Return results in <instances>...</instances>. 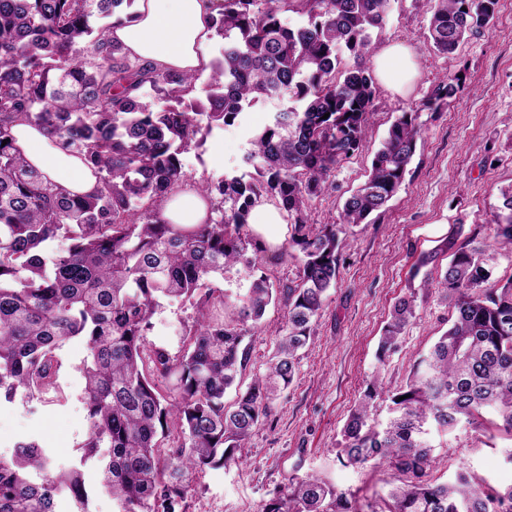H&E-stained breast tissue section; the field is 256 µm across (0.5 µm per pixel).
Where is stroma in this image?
Listing matches in <instances>:
<instances>
[{"label":"stroma","instance_id":"obj_1","mask_svg":"<svg viewBox=\"0 0 512 512\" xmlns=\"http://www.w3.org/2000/svg\"><path fill=\"white\" fill-rule=\"evenodd\" d=\"M427 29L428 18L413 0H390L387 25L375 46L395 41L409 45L416 54L417 75L401 95L378 86V110L362 153L336 169L332 189L312 201V217L318 224L339 223L346 197L364 182L398 110L413 106L421 110L422 131L401 191L375 222L347 227L341 234L336 286L329 291L315 336L299 352L295 382L238 449L235 464L193 476L177 512H258L270 492L294 473L325 478L337 490L354 494L362 508L384 497L394 482L387 465L345 467L338 461L348 410L373 375L393 386L405 383L419 354L448 327L451 308L441 292L448 258L439 256L422 277L412 270L418 255L437 250L454 233L474 246L492 244L491 219L500 191L512 186V0H499L491 27L467 35L453 58L427 49ZM456 73L463 78L462 91L440 111L424 109L432 89ZM279 108L277 101L261 100L246 106L241 122L213 130L184 154L188 179L218 177L238 168L254 131ZM410 295L416 298V316L398 351L379 364L375 353L389 313L398 299ZM286 312L284 301H276L255 328L241 386L251 383L273 351ZM197 317L192 302L163 300L148 340L177 353L183 330ZM84 355L85 346L77 339L58 350L60 399L20 394L0 405V454L11 455L17 439H39L56 466L82 470L88 512H113L111 496L98 485L96 461L83 457L90 431L80 371ZM432 442L438 481L463 471L496 487L512 485V466L503 460L512 438H491L484 428L463 425L433 434Z\"/></svg>","mask_w":512,"mask_h":512}]
</instances>
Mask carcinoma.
<instances>
[{
  "instance_id": "carcinoma-1",
  "label": "carcinoma",
  "mask_w": 512,
  "mask_h": 512,
  "mask_svg": "<svg viewBox=\"0 0 512 512\" xmlns=\"http://www.w3.org/2000/svg\"><path fill=\"white\" fill-rule=\"evenodd\" d=\"M134 2L0 0V400L20 391L57 396L56 350L83 338V447L97 459L100 488L116 512H174L190 476L236 462L293 383L297 352L336 286L341 226L370 223L400 192L420 124L417 110L398 113L340 224H313L311 202L364 147L376 111L373 36L385 28L389 0H220L213 28L224 49L202 86L204 114L190 95L199 75L133 60L109 40L108 19ZM498 2L415 0L429 14V49L452 58L466 35L490 26ZM285 13L300 23L283 25ZM459 89L456 76L441 81L428 107L441 110ZM275 97L305 105L274 113L253 133L242 157L247 172L195 183L206 220L180 227L164 219L166 200L188 186L181 155L234 124L244 103ZM21 122L80 158L98 190L74 194L29 164L15 146ZM264 202L287 215L276 257L297 260V283L265 369L227 405L226 391L251 361L245 339L278 295L261 273L266 248L248 228L250 211ZM491 223L490 254L450 237L418 257L416 274L440 254L450 257L441 281L453 308L448 329L405 385L391 390L374 376L343 427L342 465L373 461L396 472L371 512H512V486L498 490L465 473L431 478V428L465 422L512 436V278L501 285L491 268L497 255L512 258V186L501 190ZM59 237L69 246L47 255ZM233 269L251 278L243 295L214 284ZM183 297L195 300L199 318L173 356L147 336L161 300ZM414 317L415 297L394 304L380 363ZM160 378L170 381L163 393ZM384 393L388 419L379 424L372 415ZM13 448L0 458V512H55L69 489L85 510L79 470L53 469L35 439ZM259 512L361 510L326 479L291 474Z\"/></svg>"
}]
</instances>
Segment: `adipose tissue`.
Listing matches in <instances>:
<instances>
[{
  "label": "adipose tissue",
  "mask_w": 512,
  "mask_h": 512,
  "mask_svg": "<svg viewBox=\"0 0 512 512\" xmlns=\"http://www.w3.org/2000/svg\"><path fill=\"white\" fill-rule=\"evenodd\" d=\"M138 17L114 26L109 37L124 46L130 57L194 74L209 70L207 45L214 38L212 18L217 0H138ZM379 79L400 88L410 81L415 64L400 44L383 48L374 58ZM16 144L27 161L68 190L94 193L98 179L81 159L68 155L34 127L16 125Z\"/></svg>",
  "instance_id": "adipose-tissue-1"
}]
</instances>
